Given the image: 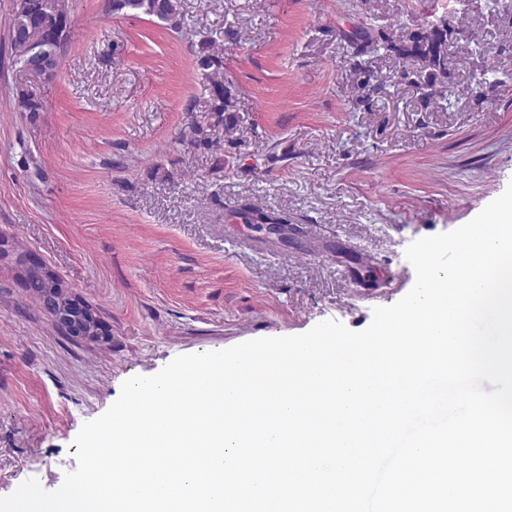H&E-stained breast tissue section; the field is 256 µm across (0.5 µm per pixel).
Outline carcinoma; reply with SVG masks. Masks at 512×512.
Segmentation results:
<instances>
[{
  "mask_svg": "<svg viewBox=\"0 0 512 512\" xmlns=\"http://www.w3.org/2000/svg\"><path fill=\"white\" fill-rule=\"evenodd\" d=\"M109 11L114 15L143 14L175 29L181 25L179 6H168V0H112ZM8 26L38 31L46 49L60 57L70 36L71 22L65 0H18ZM452 35L453 30L446 25L436 29L422 26L396 42L384 30L374 31L369 28L356 36L362 44L352 50V54L358 58L383 49L401 59L416 62L415 76L427 94L431 95L438 84L448 78L445 65L448 62V42ZM196 65L210 83L211 111L217 114L220 122L232 120L233 116H224V113L233 111V101L231 86L224 80L223 57L211 52L209 44L203 43ZM243 218L250 224H288L282 217L255 208L243 212Z\"/></svg>",
  "mask_w": 512,
  "mask_h": 512,
  "instance_id": "cac0c4a2",
  "label": "carcinoma"
}]
</instances>
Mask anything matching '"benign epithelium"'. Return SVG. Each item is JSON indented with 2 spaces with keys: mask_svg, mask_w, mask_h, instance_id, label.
Masks as SVG:
<instances>
[{
  "mask_svg": "<svg viewBox=\"0 0 512 512\" xmlns=\"http://www.w3.org/2000/svg\"><path fill=\"white\" fill-rule=\"evenodd\" d=\"M16 54L26 58L25 70L35 76L51 78L57 72V61L41 50V35L27 30H16L12 37ZM22 274L38 272L46 280L41 302L54 321L73 337H90L98 334L99 318L89 306L68 296L57 275L42 262L28 256L16 259Z\"/></svg>",
  "mask_w": 512,
  "mask_h": 512,
  "instance_id": "benign-epithelium-1",
  "label": "benign epithelium"
}]
</instances>
